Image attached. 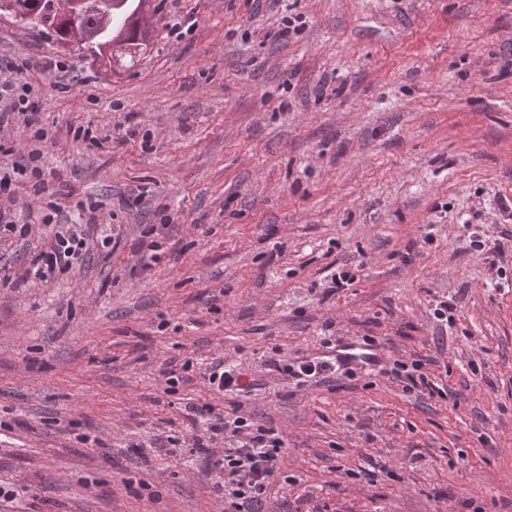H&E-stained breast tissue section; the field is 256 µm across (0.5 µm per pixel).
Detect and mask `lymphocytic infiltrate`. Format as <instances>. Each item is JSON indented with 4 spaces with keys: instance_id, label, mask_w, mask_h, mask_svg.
I'll return each mask as SVG.
<instances>
[{
    "instance_id": "f902f5d3",
    "label": "lymphocytic infiltrate",
    "mask_w": 512,
    "mask_h": 512,
    "mask_svg": "<svg viewBox=\"0 0 512 512\" xmlns=\"http://www.w3.org/2000/svg\"><path fill=\"white\" fill-rule=\"evenodd\" d=\"M25 66L22 60L0 58V132L20 122L34 128L33 138L40 141L45 132L37 127L36 90L31 82L21 77ZM12 152V147L0 140V195L10 194L12 186L41 178L43 174L40 149H31L22 164L10 163ZM97 211L96 204H89L85 223L67 225L64 231L56 233L52 241L34 251L22 271L0 267V282L44 285L68 272L74 260L93 242L90 229L98 223ZM429 362V357L413 356L411 361L398 362L394 374L406 391L425 393L432 398L449 396L450 391L441 380L423 373V366ZM268 365L301 383L324 382L339 368L346 377L355 375L348 357L343 355L331 359L302 357L284 365L272 359ZM209 430L208 437H194L193 446L212 456L214 467L223 473L225 499L229 500L234 512H263V503L285 447L284 439L274 428L253 425L248 418L237 414L217 419Z\"/></svg>"
}]
</instances>
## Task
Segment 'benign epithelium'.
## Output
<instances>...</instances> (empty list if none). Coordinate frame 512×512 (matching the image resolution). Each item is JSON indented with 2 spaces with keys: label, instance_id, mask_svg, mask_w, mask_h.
<instances>
[{
  "label": "benign epithelium",
  "instance_id": "7a95c632",
  "mask_svg": "<svg viewBox=\"0 0 512 512\" xmlns=\"http://www.w3.org/2000/svg\"><path fill=\"white\" fill-rule=\"evenodd\" d=\"M54 11L70 16V31L64 45L67 47L93 46L91 58L93 62L109 71H115L119 67V59L115 55L116 49L112 42L97 41L98 34L86 30L82 24L84 14L91 10H98L101 29L111 27L112 0H53ZM154 13V0H141L139 10L133 18V26L139 35L146 37L149 34V26L145 21Z\"/></svg>",
  "mask_w": 512,
  "mask_h": 512
}]
</instances>
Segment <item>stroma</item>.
Here are the masks:
<instances>
[{"mask_svg": "<svg viewBox=\"0 0 512 512\" xmlns=\"http://www.w3.org/2000/svg\"><path fill=\"white\" fill-rule=\"evenodd\" d=\"M156 4L116 74L0 17L47 133L46 188L13 206L38 232L0 265L52 238L51 201L66 224L98 203L112 237L50 285L0 286V512H233L191 405L282 433L267 512H512V257L497 273L472 247L512 250V0ZM368 338L382 371L267 367ZM413 354L449 398L387 376ZM219 359L250 393L207 388Z\"/></svg>", "mask_w": 512, "mask_h": 512, "instance_id": "1", "label": "stroma"}]
</instances>
